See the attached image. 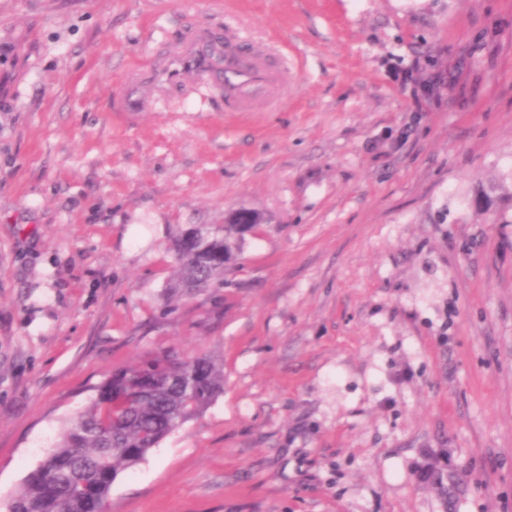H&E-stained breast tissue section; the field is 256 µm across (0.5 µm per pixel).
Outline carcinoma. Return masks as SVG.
Returning a JSON list of instances; mask_svg holds the SVG:
<instances>
[{"mask_svg":"<svg viewBox=\"0 0 512 512\" xmlns=\"http://www.w3.org/2000/svg\"><path fill=\"white\" fill-rule=\"evenodd\" d=\"M242 240L236 224L183 233L174 248L172 287L185 293L224 287V254L239 253ZM222 390L224 370L207 355H148L113 372L27 475L13 497L15 512H44L50 499L61 512H98L123 471L203 412Z\"/></svg>","mask_w":512,"mask_h":512,"instance_id":"obj_1","label":"carcinoma"}]
</instances>
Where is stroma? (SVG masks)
<instances>
[{
  "label": "stroma",
  "mask_w": 512,
  "mask_h": 512,
  "mask_svg": "<svg viewBox=\"0 0 512 512\" xmlns=\"http://www.w3.org/2000/svg\"><path fill=\"white\" fill-rule=\"evenodd\" d=\"M198 21L286 62L282 104L113 111ZM239 207L230 287L176 294ZM167 350L224 391L111 512H512V0H0V512Z\"/></svg>",
  "instance_id": "stroma-1"
}]
</instances>
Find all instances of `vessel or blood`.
Instances as JSON below:
<instances>
[{
    "label": "vessel or blood",
    "instance_id": "vessel-or-blood-1",
    "mask_svg": "<svg viewBox=\"0 0 512 512\" xmlns=\"http://www.w3.org/2000/svg\"><path fill=\"white\" fill-rule=\"evenodd\" d=\"M287 85V71L269 54L243 53L235 34L196 23L177 42L132 67L112 108L151 112L205 91L223 98L225 111L260 112L278 102Z\"/></svg>",
    "mask_w": 512,
    "mask_h": 512
}]
</instances>
